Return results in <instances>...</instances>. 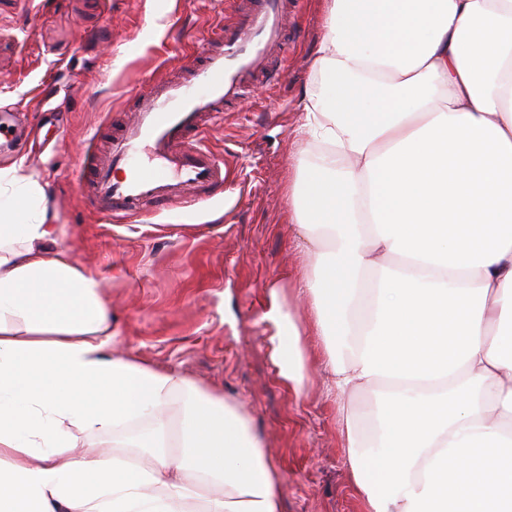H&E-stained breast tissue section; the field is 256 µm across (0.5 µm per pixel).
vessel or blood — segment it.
I'll return each mask as SVG.
<instances>
[{
	"label": "vessel or blood",
	"instance_id": "obj_1",
	"mask_svg": "<svg viewBox=\"0 0 512 512\" xmlns=\"http://www.w3.org/2000/svg\"><path fill=\"white\" fill-rule=\"evenodd\" d=\"M231 22L186 56L177 76L136 88L132 114L107 134L106 153L83 162L84 205L120 221L210 201L224 189V161L205 143L224 107L244 98L283 45L288 0H228Z\"/></svg>",
	"mask_w": 512,
	"mask_h": 512
}]
</instances>
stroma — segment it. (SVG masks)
Returning a JSON list of instances; mask_svg holds the SVG:
<instances>
[{
    "label": "stroma",
    "instance_id": "obj_1",
    "mask_svg": "<svg viewBox=\"0 0 512 512\" xmlns=\"http://www.w3.org/2000/svg\"><path fill=\"white\" fill-rule=\"evenodd\" d=\"M225 0H0V106L16 113L20 154L48 181L61 246L105 279L116 350L170 369L237 403L281 481L283 512H361L340 446V407L364 420L370 395L334 399L321 343L303 398L278 375L264 315L271 298L298 324L309 306L288 272L299 266L288 189L315 145L295 141L324 0H297L288 66L273 88L225 108L207 144L229 171L223 197L193 211L113 223L86 209L76 172L97 128L119 122L130 93L176 73L224 15ZM56 108L54 120L39 112Z\"/></svg>",
    "mask_w": 512,
    "mask_h": 512
}]
</instances>
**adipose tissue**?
<instances>
[{
    "mask_svg": "<svg viewBox=\"0 0 512 512\" xmlns=\"http://www.w3.org/2000/svg\"><path fill=\"white\" fill-rule=\"evenodd\" d=\"M292 221L362 512H512V0H326ZM49 185L0 167V512H282L248 415L116 355L101 278ZM272 360L309 383L273 307ZM111 434L79 451L76 432Z\"/></svg>",
    "mask_w": 512,
    "mask_h": 512,
    "instance_id": "ef3b65f1",
    "label": "adipose tissue"
}]
</instances>
